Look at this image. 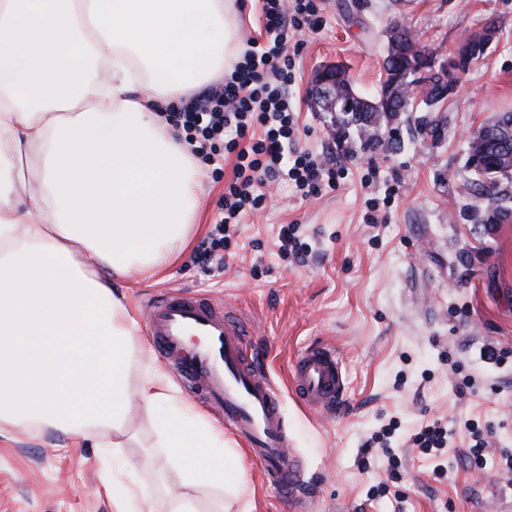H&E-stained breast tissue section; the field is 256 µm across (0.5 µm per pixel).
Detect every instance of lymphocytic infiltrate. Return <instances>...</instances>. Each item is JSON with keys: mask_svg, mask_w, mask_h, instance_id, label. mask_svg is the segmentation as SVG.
Returning a JSON list of instances; mask_svg holds the SVG:
<instances>
[{"mask_svg": "<svg viewBox=\"0 0 512 512\" xmlns=\"http://www.w3.org/2000/svg\"><path fill=\"white\" fill-rule=\"evenodd\" d=\"M265 40L248 39V47L222 85L205 88L191 102L164 113L165 122L183 135L194 155L211 161L234 156L233 176L224 184L222 217L197 262H223L237 226L260 210L268 187L294 183L304 198L335 190L343 168L299 149V117L288 100L295 57L288 44L318 30L321 0H254Z\"/></svg>", "mask_w": 512, "mask_h": 512, "instance_id": "f902f5d3", "label": "lymphocytic infiltrate"}]
</instances>
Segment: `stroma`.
<instances>
[{"label":"stroma","instance_id":"obj_1","mask_svg":"<svg viewBox=\"0 0 512 512\" xmlns=\"http://www.w3.org/2000/svg\"><path fill=\"white\" fill-rule=\"evenodd\" d=\"M323 26L302 36L291 106L300 115L299 146L348 167L336 190L302 198L289 182L271 190L262 212L245 217L224 252L223 272H204L195 247L220 217L233 158L203 162L200 220L192 249L156 283L118 280L138 325L143 303L160 291L224 304L254 320L251 344L284 396L292 451L306 461L307 512H512V471L477 475L467 462L464 421L487 436L488 454L512 453V222L481 224L463 179L468 137L512 112V0H323ZM409 26L437 61L461 38L495 23L483 60L462 75L438 107L440 140L415 137L422 108L400 115L398 152L366 153L356 136L337 141L330 116L315 111L312 77L343 65L356 90L384 80L385 31ZM397 194H389L390 186ZM377 207L384 220L363 215ZM299 225L311 252L294 263L280 249L283 225ZM334 345L344 361L346 392L334 414L312 411L292 394L289 378L307 344ZM492 347L500 361L485 360ZM442 421L456 431L444 456H420L411 438ZM393 426L399 458L389 466L365 442ZM132 438L119 453L97 442L71 447L49 431L0 435V512H115L112 496L136 485L149 512H169L175 489L144 466L156 441L151 418L133 414ZM249 494L233 512H295L245 460Z\"/></svg>","mask_w":512,"mask_h":512}]
</instances>
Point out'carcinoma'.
Masks as SVG:
<instances>
[{
	"mask_svg": "<svg viewBox=\"0 0 512 512\" xmlns=\"http://www.w3.org/2000/svg\"><path fill=\"white\" fill-rule=\"evenodd\" d=\"M397 28L402 32L406 53L399 55L387 49L385 82H390L391 77L400 71L407 74L408 78L389 91L386 99L371 98L355 92L344 68L336 66V72L340 75L339 90L343 97L351 99V107L344 112L342 118V129L346 131L350 127L355 128L362 149L372 152L392 151L401 143L395 135H379L381 119L393 118L401 112L409 111V106L419 96L429 108L441 103L434 94L436 80L423 75L420 70V57L426 51L417 46L409 29L401 24ZM501 121L506 127V134L498 137L497 141L482 136L474 144L467 143L468 157L476 156L479 162L470 167L471 178L465 190L479 198L482 224H498L506 217L499 201L509 196V187L512 186V178L504 175V171L512 169V112L502 113Z\"/></svg>",
	"mask_w": 512,
	"mask_h": 512,
	"instance_id": "obj_1",
	"label": "carcinoma"
}]
</instances>
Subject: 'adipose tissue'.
<instances>
[{"label": "adipose tissue", "instance_id": "ef3b65f1", "mask_svg": "<svg viewBox=\"0 0 512 512\" xmlns=\"http://www.w3.org/2000/svg\"><path fill=\"white\" fill-rule=\"evenodd\" d=\"M235 0H0V428L123 447L131 399L153 464L247 492L240 455L166 374L132 381L138 328L113 287L174 266L201 166L158 120L236 61Z\"/></svg>", "mask_w": 512, "mask_h": 512}]
</instances>
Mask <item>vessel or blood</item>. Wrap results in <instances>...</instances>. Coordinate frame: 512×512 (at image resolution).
I'll use <instances>...</instances> for the list:
<instances>
[{
	"instance_id": "1",
	"label": "vessel or blood",
	"mask_w": 512,
	"mask_h": 512,
	"mask_svg": "<svg viewBox=\"0 0 512 512\" xmlns=\"http://www.w3.org/2000/svg\"><path fill=\"white\" fill-rule=\"evenodd\" d=\"M146 318L155 352L170 362L188 392L221 409L264 482L289 499L304 497L305 469L287 450L282 393L251 348L252 325L223 304L178 292L150 298ZM193 336L199 343L192 347ZM290 388L304 405L333 413L345 391L340 353L324 343L304 347Z\"/></svg>"
}]
</instances>
